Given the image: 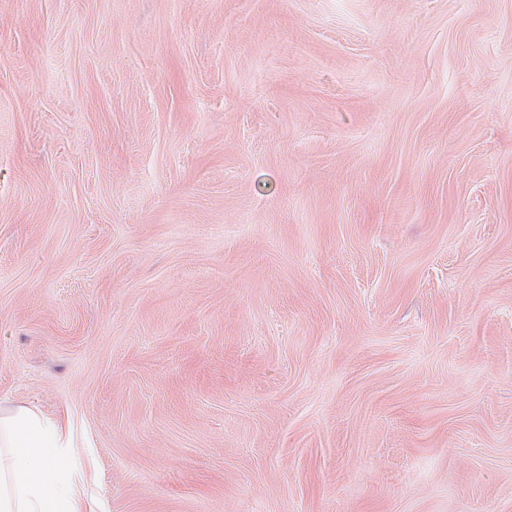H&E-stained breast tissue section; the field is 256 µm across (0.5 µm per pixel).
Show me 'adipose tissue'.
<instances>
[{
  "mask_svg": "<svg viewBox=\"0 0 512 512\" xmlns=\"http://www.w3.org/2000/svg\"><path fill=\"white\" fill-rule=\"evenodd\" d=\"M66 420L37 408H0V512H92L64 458Z\"/></svg>",
  "mask_w": 512,
  "mask_h": 512,
  "instance_id": "1",
  "label": "adipose tissue"
}]
</instances>
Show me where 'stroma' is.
Instances as JSON below:
<instances>
[{"label": "stroma", "instance_id": "stroma-1", "mask_svg": "<svg viewBox=\"0 0 512 512\" xmlns=\"http://www.w3.org/2000/svg\"><path fill=\"white\" fill-rule=\"evenodd\" d=\"M96 512H512V0H0V405Z\"/></svg>", "mask_w": 512, "mask_h": 512}]
</instances>
